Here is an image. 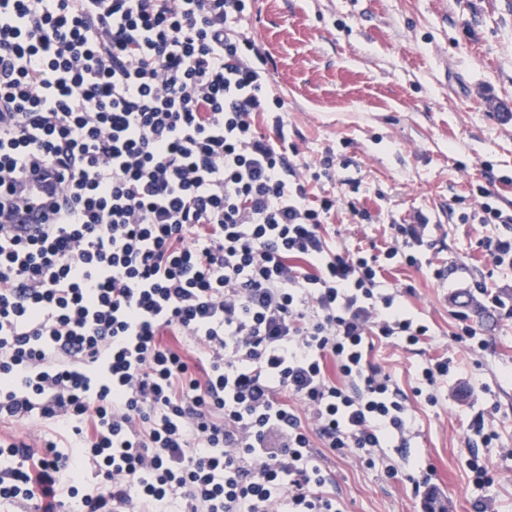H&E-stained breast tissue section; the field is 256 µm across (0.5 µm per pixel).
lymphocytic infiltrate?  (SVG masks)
Returning a JSON list of instances; mask_svg holds the SVG:
<instances>
[{
  "mask_svg": "<svg viewBox=\"0 0 512 512\" xmlns=\"http://www.w3.org/2000/svg\"><path fill=\"white\" fill-rule=\"evenodd\" d=\"M250 7L0 0V211L33 169L60 188L35 233L0 229V423L60 426L0 436L1 501L341 512L322 448L398 478L381 451L410 447L411 413L368 354L429 332L384 271L419 265L430 220L393 225L379 256L328 239L337 207L370 214L298 177ZM87 461L102 481L62 487ZM158 342L163 347L172 348L179 351L189 365L197 372L201 373L200 369L195 367L196 360L190 352L192 349L188 347L190 344L184 336H174L171 332L167 331L158 336ZM9 427V428H8ZM55 429L54 425L50 423H44L39 420H31L26 423L20 424L15 423L13 425L2 426V436L3 435H13L16 439H22L27 442L31 441L30 438H34L38 434H54L51 430Z\"/></svg>",
  "mask_w": 512,
  "mask_h": 512,
  "instance_id": "lymphocytic-infiltrate-1",
  "label": "lymphocytic infiltrate"
}]
</instances>
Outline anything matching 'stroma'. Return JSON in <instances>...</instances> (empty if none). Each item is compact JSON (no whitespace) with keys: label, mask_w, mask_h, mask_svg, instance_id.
<instances>
[{"label":"stroma","mask_w":512,"mask_h":512,"mask_svg":"<svg viewBox=\"0 0 512 512\" xmlns=\"http://www.w3.org/2000/svg\"><path fill=\"white\" fill-rule=\"evenodd\" d=\"M245 33L273 62L288 106V136L316 163L335 156L326 188L353 195L369 220L339 210L327 231L349 249L381 252L395 221L428 215L437 242L431 266L395 264L388 289L402 294L430 334L413 349L375 345L370 361L389 374L412 413L415 437L393 460L429 476L433 508L474 512L484 496L512 512V272L481 246L499 224L464 220L481 184L512 209V0H253ZM445 269L438 284L433 267ZM489 293L475 292V282ZM499 307H491V298ZM487 346L454 340L460 322ZM452 359L437 404L417 397L428 360ZM495 433L479 453L491 481L476 488L467 467L470 422ZM342 512H425L409 484L360 466L352 455L320 459Z\"/></svg>","instance_id":"obj_1"}]
</instances>
